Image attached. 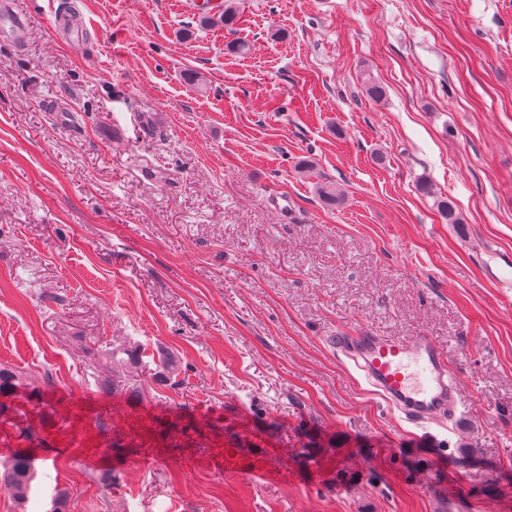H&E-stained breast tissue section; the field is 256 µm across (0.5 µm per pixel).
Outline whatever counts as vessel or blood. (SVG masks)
<instances>
[{
    "label": "vessel or blood",
    "instance_id": "1",
    "mask_svg": "<svg viewBox=\"0 0 512 512\" xmlns=\"http://www.w3.org/2000/svg\"><path fill=\"white\" fill-rule=\"evenodd\" d=\"M15 44L25 41L28 20L0 0V26ZM362 381L390 407L418 425L455 417L462 406L446 353L428 336H383L369 329L337 330L329 339Z\"/></svg>",
    "mask_w": 512,
    "mask_h": 512
}]
</instances>
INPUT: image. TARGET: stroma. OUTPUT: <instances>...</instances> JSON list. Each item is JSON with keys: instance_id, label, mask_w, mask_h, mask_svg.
Segmentation results:
<instances>
[{"instance_id": "35a3bbf8", "label": "stroma", "mask_w": 512, "mask_h": 512, "mask_svg": "<svg viewBox=\"0 0 512 512\" xmlns=\"http://www.w3.org/2000/svg\"><path fill=\"white\" fill-rule=\"evenodd\" d=\"M199 2L13 0L0 465L36 478L0 512H512V0ZM342 327L432 337L462 414L402 419ZM1 25L9 28L12 40L16 45L24 43L29 26L27 17L14 11L7 1H2L0 4V27ZM35 474L30 456L22 449L15 450L4 470L3 479L12 489L14 499L21 507L28 500Z\"/></svg>"}]
</instances>
